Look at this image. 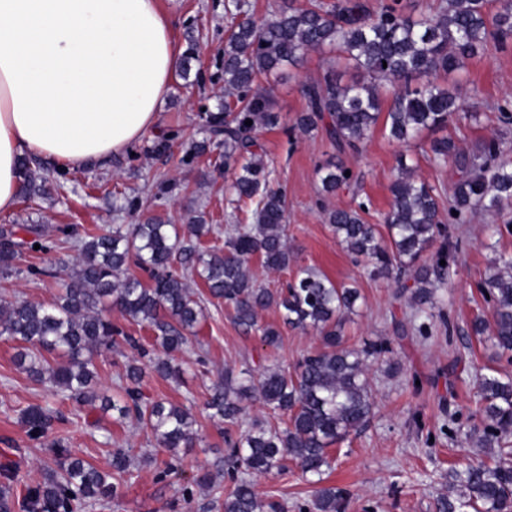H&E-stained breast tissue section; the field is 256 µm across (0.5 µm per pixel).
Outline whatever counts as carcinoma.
Wrapping results in <instances>:
<instances>
[{
	"mask_svg": "<svg viewBox=\"0 0 512 512\" xmlns=\"http://www.w3.org/2000/svg\"><path fill=\"white\" fill-rule=\"evenodd\" d=\"M234 0L240 20L224 43V101L204 120L210 134L193 151L208 146L224 148V168L235 171L231 189L237 200L255 202L253 224H229L224 248L207 246L213 232L204 213L194 211L187 224H169L150 217L142 224H114L112 231H85L75 244L77 257L54 300L33 303L0 296V336L25 344L16 362L37 382H49L65 397L80 404H99L122 421L135 415L157 443L177 453L196 441L189 408L163 400L145 401L140 391L146 358L157 372L177 378L182 368L173 354L181 352L205 317L202 300L187 280L200 278L209 294L231 307L233 322L244 332L258 330L274 345L280 330L259 324V313L276 308L292 328L312 329L325 349L310 353L293 370H224V382L212 387L204 408L230 430L244 422L255 402L287 416L280 428L253 419L236 438L228 439L224 466L232 487L216 507L221 512H285L280 503H261L252 483L238 473L269 474L288 461L302 472L323 480L331 467L330 447L363 430L374 408L369 371L392 353L388 339L365 340L357 348L344 343L346 319L357 311L359 290L336 283L312 268H302L283 288L257 284L248 265L261 258L265 268L287 269L297 261L288 250V198L273 184L271 171L259 153L255 131L274 128L282 116L271 109L267 94L257 85L284 66H299L304 55L329 47L336 63L355 70L358 78L343 83L333 67L302 85L306 109L293 128L303 134L322 127L339 153L359 154L371 133L383 122L388 140L408 144L425 132L437 133L465 117L455 90L438 84L441 75L464 68L465 62L489 48H502L512 39V0H499L496 11L489 0H440L438 6L412 15L402 0H380L370 7L365 0H334L297 6L290 0L272 17L256 21ZM388 109H383L386 96ZM252 124H245L246 120ZM506 143L492 137L478 151L468 152L451 135L434 137L425 150L438 167L453 166L458 179L445 193L414 175L408 155L397 157V176L390 186L391 202L383 221L389 244L382 242L376 225L365 222L368 204L361 200L327 213L340 244L354 260L365 264L373 277L391 281L398 295L413 280L412 320L424 336L427 323L444 318L435 301L448 287L457 266L462 241L451 225L464 224L479 213L499 211L512 201V163L504 159ZM40 162H20L19 196L30 200L42 191ZM333 162L318 167L321 191L333 194L351 186L354 176ZM448 195V210L440 200ZM25 236H19V233ZM43 224L0 226V276L17 272L24 250L48 251ZM445 265H440V261ZM136 266L150 277L144 283ZM490 317L476 316L471 333L487 343L498 357L512 353V255L498 253L494 271L478 284ZM119 309L130 320L146 325L165 357L136 344L105 315ZM125 341L138 352L119 376L118 391L108 397L96 386L94 358L119 351ZM477 408L466 434L488 449L485 457L454 469L448 490L436 498L435 512H512V375L493 368L475 373ZM56 416L42 407L22 410V422L33 440L47 441L59 469L47 468L41 482L14 495L17 471L0 464V512H82L91 499H111L120 481L132 475L140 459L123 449L112 455V473H105L73 456L64 439L48 440ZM350 493L340 487H322L313 499L314 512H346Z\"/></svg>",
	"mask_w": 512,
	"mask_h": 512,
	"instance_id": "obj_1",
	"label": "carcinoma"
}]
</instances>
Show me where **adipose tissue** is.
Wrapping results in <instances>:
<instances>
[{"label":"adipose tissue","mask_w":512,"mask_h":512,"mask_svg":"<svg viewBox=\"0 0 512 512\" xmlns=\"http://www.w3.org/2000/svg\"><path fill=\"white\" fill-rule=\"evenodd\" d=\"M180 54L159 0H0V213L21 156L77 168L153 131Z\"/></svg>","instance_id":"adipose-tissue-1"}]
</instances>
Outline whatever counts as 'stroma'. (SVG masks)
I'll use <instances>...</instances> for the list:
<instances>
[{
    "label": "stroma",
    "mask_w": 512,
    "mask_h": 512,
    "mask_svg": "<svg viewBox=\"0 0 512 512\" xmlns=\"http://www.w3.org/2000/svg\"><path fill=\"white\" fill-rule=\"evenodd\" d=\"M224 3L160 0L161 8L176 20L177 41L183 46L195 43L197 58L188 77L173 76L157 131L144 136L130 151L92 159L76 169L44 161L45 194L31 201L17 200L10 212L0 213V225L43 224L50 239L56 240L64 226L77 238L87 229L106 233L113 225L138 224L158 214L182 224L191 211L201 209L216 230L210 242L220 247L225 225L250 223V203L236 208L227 202L232 176L225 173L218 149L193 158L187 155L193 143L207 137L201 112L216 110L221 100L224 39L231 25ZM331 60L329 51L310 52L298 68L261 77L260 83L283 121L274 129L259 130L258 140L274 178L287 191L288 246L298 257L297 267L315 268L334 282L359 288L363 304L358 314L345 322L347 345L358 346L378 336L391 338L390 359L401 369L372 368L375 414L361 434L332 446V468L322 484L350 490L348 512H434L436 497L448 486L449 470L479 453L476 442L465 439L458 429L467 413L476 408L474 367L512 370L511 361L493 356L490 348L468 336L471 321L485 308L477 285L494 258V251L485 249L482 242L493 229H501L499 249L512 253V234L503 230L504 224H512V204L457 227L464 247L441 301L455 326L453 339H446L443 328L435 323L428 335L412 332L397 340L395 323L409 319L410 301L395 299L388 281L371 278L337 243L325 213L348 207L351 195L344 190L322 193L317 167L339 159L352 169L362 196L370 201L365 220L379 225L390 206L396 156L405 149L378 130L360 155L340 156L323 130L305 135L292 129L296 115L306 106L300 84L320 76ZM445 82L457 87L470 109L480 114L479 121L459 123L456 135L464 148L477 149L492 137L512 145V125H502L494 113L498 101L512 98V44L468 60L464 69L446 77ZM161 139L167 144L162 152L156 149ZM405 151L413 157L419 178L444 188L455 181L452 168L434 166L417 148ZM75 256V248L69 245L47 253L25 252L17 263L18 274L0 278V294L35 303L52 301ZM48 266L54 268L55 277L41 276V268ZM297 267L270 272L260 260L251 262L258 282L271 289L291 279ZM191 287L203 298L206 310L192 345L176 356L184 368L181 380L163 378L150 369L141 380L146 397L190 407L195 418L198 440L195 447L180 449L178 474L160 475L157 464L170 459L171 453L159 447L134 419L115 421L109 412L64 399L50 385L33 383L16 364V342L3 337L0 463L12 462L24 483L41 479L53 456L42 442L28 437L21 412L32 405L42 406L60 415L54 435L66 438L71 453L98 469L111 471L112 455L120 448L142 459L116 497L88 502L84 512H217V494L227 489L231 480L223 468L225 427L211 420L204 409L213 384L228 368H292L303 355L322 350L323 345L313 331L282 326L280 314L273 308L262 311L259 322L280 327L282 338L278 346L265 345L259 333H243L233 323L231 309L210 297L201 280L192 281ZM456 356L461 362L455 385L450 388L443 374ZM413 374L421 379V389L409 384ZM203 474L209 476V483L194 484V477ZM253 483L259 499L280 501L288 512H299L300 507L309 505L318 487L292 463L282 472L254 476ZM187 486L193 491L189 503L183 498Z\"/></svg>",
    "instance_id": "1"
}]
</instances>
